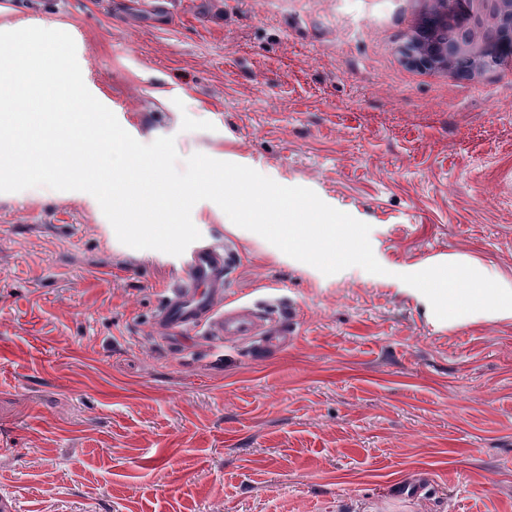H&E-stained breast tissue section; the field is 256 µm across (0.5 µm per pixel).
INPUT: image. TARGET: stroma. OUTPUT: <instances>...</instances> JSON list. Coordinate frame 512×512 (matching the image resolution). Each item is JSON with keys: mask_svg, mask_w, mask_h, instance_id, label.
Here are the masks:
<instances>
[{"mask_svg": "<svg viewBox=\"0 0 512 512\" xmlns=\"http://www.w3.org/2000/svg\"><path fill=\"white\" fill-rule=\"evenodd\" d=\"M63 28L122 128L313 190L370 225L383 274L332 275L203 200L225 294L295 339L157 334L174 255L97 200L0 193V492L19 512H512V317L441 320L401 274L463 263L512 287V83L395 68L388 0H0ZM426 480L414 501L399 483Z\"/></svg>", "mask_w": 512, "mask_h": 512, "instance_id": "stroma-1", "label": "stroma"}]
</instances>
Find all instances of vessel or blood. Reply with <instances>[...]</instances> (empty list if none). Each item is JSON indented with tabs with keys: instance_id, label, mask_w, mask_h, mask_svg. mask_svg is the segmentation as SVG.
<instances>
[{
	"instance_id": "1",
	"label": "vessel or blood",
	"mask_w": 512,
	"mask_h": 512,
	"mask_svg": "<svg viewBox=\"0 0 512 512\" xmlns=\"http://www.w3.org/2000/svg\"><path fill=\"white\" fill-rule=\"evenodd\" d=\"M234 262L233 251L220 239L186 249L183 277L163 291L159 321L167 338L203 332L230 340L255 338L265 350L288 346L293 330L278 320L271 305H218Z\"/></svg>"
}]
</instances>
